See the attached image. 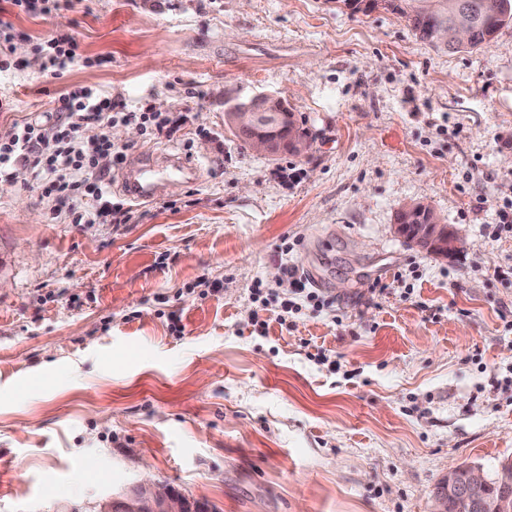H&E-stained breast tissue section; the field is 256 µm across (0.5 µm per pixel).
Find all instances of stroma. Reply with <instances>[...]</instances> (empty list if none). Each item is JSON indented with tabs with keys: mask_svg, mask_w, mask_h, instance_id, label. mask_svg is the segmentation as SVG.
<instances>
[{
	"mask_svg": "<svg viewBox=\"0 0 512 512\" xmlns=\"http://www.w3.org/2000/svg\"><path fill=\"white\" fill-rule=\"evenodd\" d=\"M0 136L82 87L135 112L126 156L197 166L125 224H71L18 165L0 187V512H88L144 479L208 512H434L448 474L512 459V26L443 53L399 15L334 0H0ZM75 37L62 78L37 43ZM277 92L312 138L267 160L224 96ZM431 205L445 259L395 232ZM294 250L280 258L283 241ZM331 310L283 314V263ZM10 2L20 13L41 16H50L74 6L72 0H11Z\"/></svg>",
	"mask_w": 512,
	"mask_h": 512,
	"instance_id": "1",
	"label": "stroma"
}]
</instances>
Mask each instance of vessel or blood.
Listing matches in <instances>:
<instances>
[{
    "mask_svg": "<svg viewBox=\"0 0 512 512\" xmlns=\"http://www.w3.org/2000/svg\"><path fill=\"white\" fill-rule=\"evenodd\" d=\"M195 173L191 162L175 155L156 160L133 157L126 163L125 193L131 199L148 201L164 193L172 178L187 182Z\"/></svg>",
    "mask_w": 512,
    "mask_h": 512,
    "instance_id": "obj_1",
    "label": "vessel or blood"
}]
</instances>
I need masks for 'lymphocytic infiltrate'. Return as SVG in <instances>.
<instances>
[{"label":"lymphocytic infiltrate","instance_id":"obj_1","mask_svg":"<svg viewBox=\"0 0 512 512\" xmlns=\"http://www.w3.org/2000/svg\"><path fill=\"white\" fill-rule=\"evenodd\" d=\"M118 122L137 124L154 136L169 137L177 130L169 113L128 112L121 102L83 88L60 96L51 111L0 137V177L24 164L32 172V190L72 223H128L130 211L112 202L100 166L114 151L110 129Z\"/></svg>","mask_w":512,"mask_h":512}]
</instances>
